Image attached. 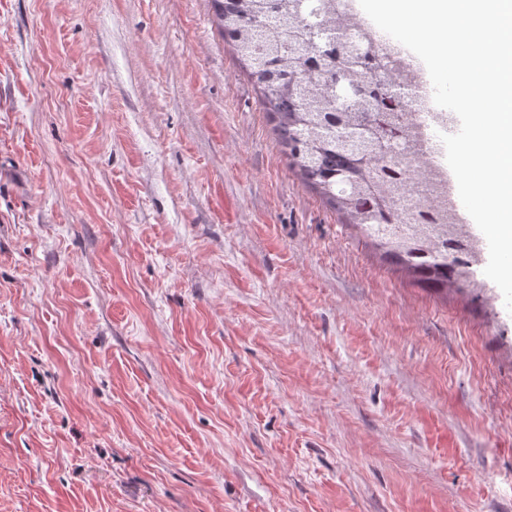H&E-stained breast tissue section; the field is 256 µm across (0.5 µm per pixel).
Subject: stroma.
<instances>
[{"mask_svg": "<svg viewBox=\"0 0 512 512\" xmlns=\"http://www.w3.org/2000/svg\"><path fill=\"white\" fill-rule=\"evenodd\" d=\"M0 512H512V313L290 167L210 0H0Z\"/></svg>", "mask_w": 512, "mask_h": 512, "instance_id": "35a3bbf8", "label": "stroma"}]
</instances>
